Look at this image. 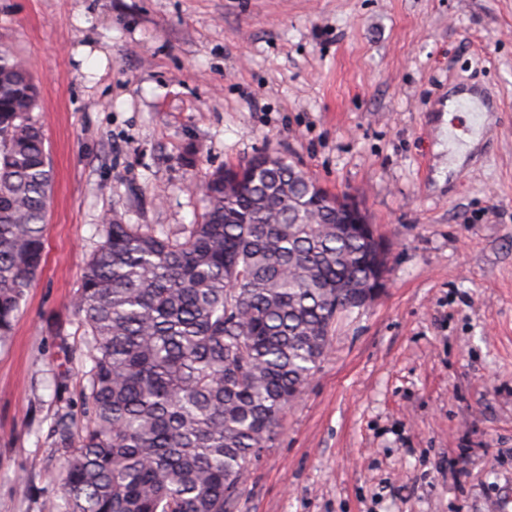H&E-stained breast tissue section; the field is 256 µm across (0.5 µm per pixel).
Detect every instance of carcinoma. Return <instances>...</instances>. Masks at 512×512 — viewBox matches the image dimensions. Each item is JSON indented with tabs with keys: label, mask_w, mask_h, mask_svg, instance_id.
<instances>
[{
	"label": "carcinoma",
	"mask_w": 512,
	"mask_h": 512,
	"mask_svg": "<svg viewBox=\"0 0 512 512\" xmlns=\"http://www.w3.org/2000/svg\"><path fill=\"white\" fill-rule=\"evenodd\" d=\"M38 105L25 64L1 50L0 347L44 256ZM196 185L200 222L171 235L113 218L85 263L86 424L54 423L64 461L46 512H230L334 323L373 285L366 229L286 158L254 155Z\"/></svg>",
	"instance_id": "cac0c4a2"
}]
</instances>
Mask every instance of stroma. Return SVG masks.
<instances>
[{"instance_id": "1", "label": "stroma", "mask_w": 512, "mask_h": 512, "mask_svg": "<svg viewBox=\"0 0 512 512\" xmlns=\"http://www.w3.org/2000/svg\"><path fill=\"white\" fill-rule=\"evenodd\" d=\"M0 49L40 87L53 174L0 349V512L58 492L51 430L81 410L75 301L105 224L180 232L196 177L262 151L356 198L389 272L233 512H512V0H0ZM458 82L498 111H448ZM476 129L449 167L441 133Z\"/></svg>"}]
</instances>
